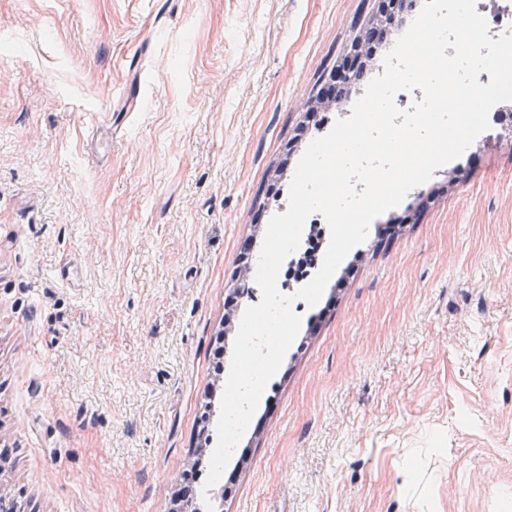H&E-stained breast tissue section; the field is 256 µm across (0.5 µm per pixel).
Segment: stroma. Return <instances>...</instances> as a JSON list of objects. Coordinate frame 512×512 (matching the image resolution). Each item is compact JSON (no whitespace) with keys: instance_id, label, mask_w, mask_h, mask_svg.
<instances>
[{"instance_id":"1","label":"stroma","mask_w":512,"mask_h":512,"mask_svg":"<svg viewBox=\"0 0 512 512\" xmlns=\"http://www.w3.org/2000/svg\"><path fill=\"white\" fill-rule=\"evenodd\" d=\"M377 7L0 0V496L171 512L240 254ZM407 197L299 305L216 512H512V123Z\"/></svg>"}]
</instances>
